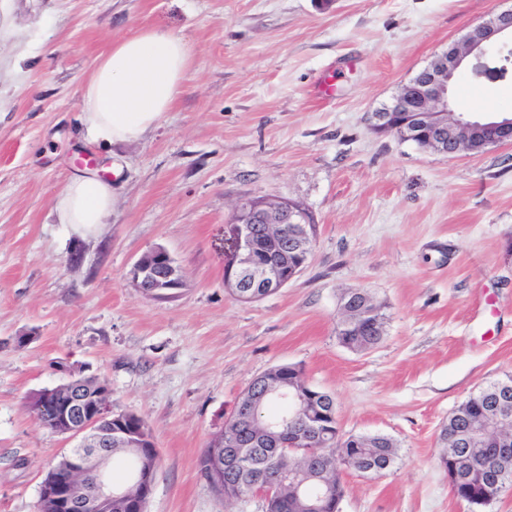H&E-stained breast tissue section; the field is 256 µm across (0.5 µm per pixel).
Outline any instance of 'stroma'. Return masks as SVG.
I'll use <instances>...</instances> for the list:
<instances>
[{"label": "stroma", "instance_id": "35a3bbf8", "mask_svg": "<svg viewBox=\"0 0 512 512\" xmlns=\"http://www.w3.org/2000/svg\"><path fill=\"white\" fill-rule=\"evenodd\" d=\"M512 0H0V512H37L71 448L29 401L71 377L112 387L113 413L150 427L158 465L146 512H263L204 478L199 458L254 378L298 367L334 396L342 435L383 434V475L343 477L342 512H512L457 499L439 434L480 386L512 376V144L451 157L375 129L371 112ZM181 35L192 65L139 141L86 142L80 87L111 42ZM335 76L322 97L319 86ZM455 111L512 113V78L471 81ZM112 181L107 223L55 221L68 179ZM303 205L304 270L255 302L224 286L237 203ZM165 248L182 284L135 288ZM82 263L70 264L73 253ZM367 291L383 340L336 337L342 296Z\"/></svg>", "mask_w": 512, "mask_h": 512}]
</instances>
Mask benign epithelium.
Listing matches in <instances>:
<instances>
[{"label": "benign epithelium", "mask_w": 512, "mask_h": 512, "mask_svg": "<svg viewBox=\"0 0 512 512\" xmlns=\"http://www.w3.org/2000/svg\"><path fill=\"white\" fill-rule=\"evenodd\" d=\"M512 41V8L478 24L467 37L448 47L431 65L420 70L404 84L385 109L373 114L377 125L389 128L408 141L432 145L450 156L467 151L465 140L476 133L486 144L501 145L512 141V113L487 110L477 115L454 111L450 91L457 73L467 70L475 77L499 79L488 47ZM307 210L290 201H270L249 197L237 205L227 224L232 249L224 253V286L243 299L259 300L296 277L304 269L311 247ZM149 260H138L130 276L134 284L149 294H162L179 287L181 273L173 257L162 247L148 253ZM258 385L244 391L234 427L224 436L221 462L240 463L248 449L256 445L251 437L257 405L269 394L270 378H255ZM495 415L485 412L467 419L463 434L455 436V447L472 446L481 438L491 439L497 455L512 454V381L497 382ZM110 388L102 385L93 392L83 383L72 381L68 391L51 402L50 424L54 430L76 440L63 455L61 466L47 475L40 486L39 498L50 501L57 512H112V500L127 497V488L112 483L106 469L112 457V441L129 439L126 429L112 425V408L106 402ZM278 397L288 407L289 416L269 424L267 445L271 448L265 460V480L247 490L268 502L281 496L288 480L286 463L301 458L312 459L305 434L321 438L336 421L335 403L318 391L303 393L282 389ZM486 500L491 502L505 490L506 482L494 471L477 477ZM154 477L150 471L136 466L134 485L140 487L136 499L130 501L131 512H144L151 495Z\"/></svg>", "instance_id": "obj_1"}]
</instances>
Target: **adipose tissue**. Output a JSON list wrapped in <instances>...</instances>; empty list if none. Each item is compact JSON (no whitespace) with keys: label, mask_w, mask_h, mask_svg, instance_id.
Segmentation results:
<instances>
[{"label":"adipose tissue","mask_w":512,"mask_h":512,"mask_svg":"<svg viewBox=\"0 0 512 512\" xmlns=\"http://www.w3.org/2000/svg\"><path fill=\"white\" fill-rule=\"evenodd\" d=\"M191 65L181 37L145 27L115 40L80 88L87 138L117 144L140 139L174 106ZM115 205L111 182L71 178L55 201L57 220L75 229L106 223Z\"/></svg>","instance_id":"1"}]
</instances>
